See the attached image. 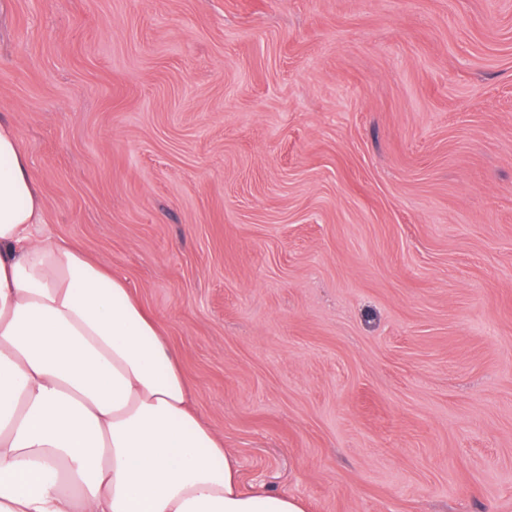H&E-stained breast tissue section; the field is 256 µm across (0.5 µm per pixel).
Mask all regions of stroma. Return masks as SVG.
Listing matches in <instances>:
<instances>
[{
	"instance_id": "1",
	"label": "stroma",
	"mask_w": 512,
	"mask_h": 512,
	"mask_svg": "<svg viewBox=\"0 0 512 512\" xmlns=\"http://www.w3.org/2000/svg\"><path fill=\"white\" fill-rule=\"evenodd\" d=\"M0 117L245 489L512 512V0H0Z\"/></svg>"
}]
</instances>
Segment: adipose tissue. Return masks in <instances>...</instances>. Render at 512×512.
<instances>
[{"label": "adipose tissue", "mask_w": 512, "mask_h": 512, "mask_svg": "<svg viewBox=\"0 0 512 512\" xmlns=\"http://www.w3.org/2000/svg\"><path fill=\"white\" fill-rule=\"evenodd\" d=\"M0 512H305L242 490L124 278L43 227L0 118Z\"/></svg>", "instance_id": "adipose-tissue-1"}]
</instances>
